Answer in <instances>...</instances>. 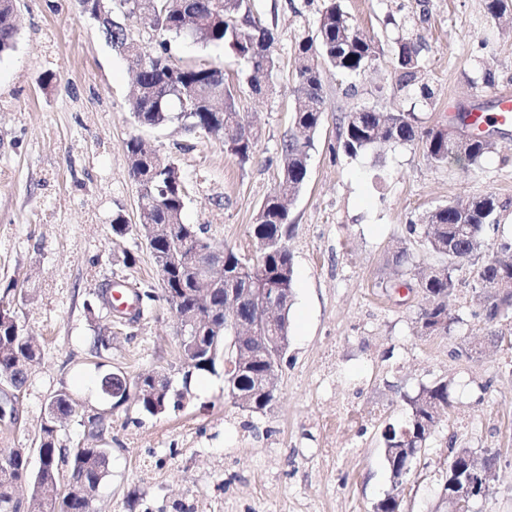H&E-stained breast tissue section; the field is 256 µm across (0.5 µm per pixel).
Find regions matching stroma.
I'll use <instances>...</instances> for the list:
<instances>
[{"mask_svg":"<svg viewBox=\"0 0 512 512\" xmlns=\"http://www.w3.org/2000/svg\"><path fill=\"white\" fill-rule=\"evenodd\" d=\"M253 4L276 36L277 68L264 94L250 91L229 48L171 44L174 63L223 67L237 86L239 110L260 131L242 167L214 137L175 124L137 126L128 63L76 0H17L16 46L0 57V293L26 289L15 311L41 357L18 402L19 427L0 425V449L33 447L48 397L64 391L109 424L100 439L74 422L58 431L62 447L109 451L94 512H375L391 489L382 429L404 420L408 397L443 379L453 407L416 463L403 512H448L440 484L453 443L497 458L474 512H512V343L488 344L470 267L457 274L448 304L456 322L445 335L419 336L425 299L389 288L397 247L418 264L434 263L409 227L438 206L495 194L508 208L483 254L512 242V137L476 167L432 166L416 146L350 156L338 139L345 113L365 106L411 109L421 126L445 128L465 109L496 112L500 94L512 92V11L493 18L485 0H342L385 53L365 74L323 78V124L290 207L294 300L275 406L262 414L234 405L220 369L195 376L184 405L157 417L103 399L99 382L110 371L132 383L155 373L182 384L179 329L159 298L154 258L134 230L112 234L116 216L141 222L130 137L177 164L189 190L185 223L204 227L216 247L259 255L250 226L278 180L295 45L315 32L323 0ZM405 38L420 46L431 98L399 86L391 51ZM485 67L490 88L477 82ZM113 283L153 294L151 313L135 323L106 319L98 294ZM99 336L108 346L96 354ZM472 342L483 344L481 354L467 353Z\"/></svg>","mask_w":512,"mask_h":512,"instance_id":"stroma-1","label":"stroma"}]
</instances>
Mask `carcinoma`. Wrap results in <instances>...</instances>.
<instances>
[{"instance_id": "carcinoma-1", "label": "carcinoma", "mask_w": 512, "mask_h": 512, "mask_svg": "<svg viewBox=\"0 0 512 512\" xmlns=\"http://www.w3.org/2000/svg\"><path fill=\"white\" fill-rule=\"evenodd\" d=\"M124 15L137 10L141 19L163 39L154 55L142 51L126 25L113 18L114 9L91 4L81 12L95 21L107 42L136 71V88L130 99V110L137 125L156 128L178 121L189 132H204L221 140L224 153L242 166L254 159L258 132L238 112L234 85L225 77L224 68L206 64L178 65L171 61L167 37L189 39L203 46H228L244 61L246 81L256 95L263 94L265 83L276 68L275 37L271 28L253 17L251 0H115ZM17 28L14 0H0V55L14 49ZM303 60L293 90L294 104L291 130L282 147L279 181L262 204L250 233L261 246L260 260L255 265L243 264L233 250L224 249V287L235 289L240 302L238 321L253 323L258 307L255 292L260 288L279 290V301L273 316V335L289 336V313L294 288L293 256L288 249V202L297 197L307 174L310 150L323 121L322 96L324 71L330 68L343 77H355L369 68L383 53V47L366 39L342 8L341 0H324L314 35L302 38L295 47ZM395 70L401 88H425L420 49L402 40L393 50ZM344 152L355 156L370 148L388 144H410L422 149L432 166L448 163V134L441 128H425L414 113L405 110L383 112L363 108L344 116L339 127ZM496 142L474 135L465 149V160L480 165L493 152ZM130 176L140 187V203L144 223L161 224L165 233L155 245L160 259L162 297L169 307L193 308L191 295L195 275L182 264V256L193 250L212 247L203 227L183 222L188 197L179 168L166 156L143 148L139 138L127 143ZM507 204L493 194L451 202L429 212L425 217L421 238L423 248L438 258V263L419 266L413 263L406 248L394 252L392 267L396 282H405L430 296L421 309L417 323L423 335L450 332L457 318L448 313V299L456 291L455 271L468 262L484 296L483 313L487 323L495 325L505 319L499 314L500 288L512 289V244L500 247L503 256L482 262L484 236L488 228L499 229L501 212ZM37 358L34 342L23 326L9 320L0 321V380L10 378L12 384H25L28 370ZM271 370V363L256 359L246 367L224 375V392L229 398L246 397L247 410L263 412L273 404L277 391L265 392L259 380ZM142 397L137 410L146 416H158L180 406L183 394L173 390L155 394L148 380H143ZM75 401L66 392L54 394L46 405V416H68ZM404 424L382 433L383 461L391 482H397L409 453L426 447L432 432L429 423L434 416L450 407L448 382L438 381L423 387L412 397ZM38 459L28 448L0 450V512H93L94 495L108 473L109 456L102 448H61L57 431L42 427ZM451 455L470 469L484 464L469 448H449ZM84 481L82 489L61 498H44L42 490L56 486L60 475ZM27 485L30 499L16 495V488ZM393 486L376 506L377 512H402V499Z\"/></svg>"}]
</instances>
